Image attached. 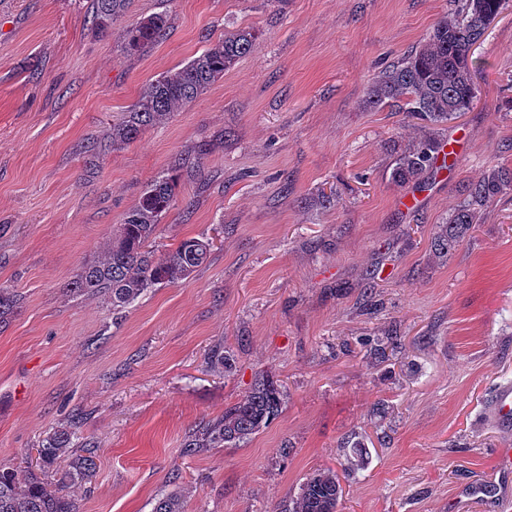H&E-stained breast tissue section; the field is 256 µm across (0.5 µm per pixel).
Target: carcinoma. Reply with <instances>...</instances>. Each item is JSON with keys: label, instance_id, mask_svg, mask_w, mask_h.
Masks as SVG:
<instances>
[{"label": "carcinoma", "instance_id": "obj_1", "mask_svg": "<svg viewBox=\"0 0 512 512\" xmlns=\"http://www.w3.org/2000/svg\"><path fill=\"white\" fill-rule=\"evenodd\" d=\"M460 9L442 17L426 43L410 50L374 80L369 103L374 108L401 104L418 120L444 124L469 110L476 98L470 54L490 23L501 13L505 0H458ZM128 0H94L92 14L96 28L103 32L126 10ZM168 18L153 14L127 30L125 49L146 52L166 34ZM257 39L252 28L224 34L201 54L181 68L163 75L141 90L137 100L112 126V146L128 145L149 127L178 111L224 77L246 55ZM445 142L426 136L401 151L391 172L393 181L406 186L425 184L427 174L447 167L441 155ZM178 177L163 175L144 190L137 205L129 210L112 233L107 250L86 262L71 291L86 295H104L112 310L130 307L148 290L188 278L210 257V243L198 237L182 240L163 257L148 250L161 218L175 203ZM512 187V171L492 170L468 185L467 196L449 217L446 235L439 246L451 250L461 243L478 222L484 207ZM282 386L267 377L255 381L250 394L224 409L187 435L183 453L198 456L213 448H232L249 440L267 427L281 412ZM76 432L58 429L44 437L37 448L38 471L0 466V512H79L69 489L86 483L97 468V449L83 447L82 453L70 451ZM57 477L56 488L45 476ZM342 489L332 470L309 476L300 493L283 512H337ZM152 512H184L182 495L165 493L155 500Z\"/></svg>", "mask_w": 512, "mask_h": 512}]
</instances>
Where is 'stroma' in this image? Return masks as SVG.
<instances>
[{
  "label": "stroma",
  "mask_w": 512,
  "mask_h": 512,
  "mask_svg": "<svg viewBox=\"0 0 512 512\" xmlns=\"http://www.w3.org/2000/svg\"><path fill=\"white\" fill-rule=\"evenodd\" d=\"M452 0H130L106 31L91 0H0V465L28 466L75 424L98 447L80 512H282L337 470L338 512H452L512 434L478 405L512 380V190L459 246L435 241L469 183L512 169V5L472 48L477 97L428 125L367 99ZM166 13L150 51L127 29ZM251 51L186 108L122 147L108 134L141 88L225 32ZM458 153L424 191L396 153ZM176 202L152 240L207 264L115 312L69 285L159 176ZM225 351L231 368L215 365ZM279 380L280 415L250 440L187 457L185 435ZM444 147V140L436 137L426 136L416 141L397 155L392 180L402 186L421 187L426 183L424 178L428 173L447 168V154L441 157Z\"/></svg>",
  "instance_id": "obj_1"
}]
</instances>
